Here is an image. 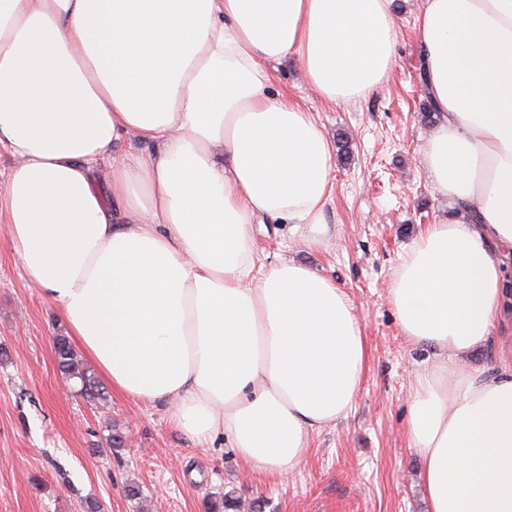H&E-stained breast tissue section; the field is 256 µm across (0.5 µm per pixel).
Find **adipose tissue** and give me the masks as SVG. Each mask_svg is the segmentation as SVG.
<instances>
[{"label":"adipose tissue","mask_w":512,"mask_h":512,"mask_svg":"<svg viewBox=\"0 0 512 512\" xmlns=\"http://www.w3.org/2000/svg\"><path fill=\"white\" fill-rule=\"evenodd\" d=\"M416 29L440 113L422 162L451 208L389 288L433 352L408 436L429 512H512V358L453 366L512 319V0H422ZM396 37L390 0H0V236L113 391L172 401L176 430L262 477L365 369L345 291L253 235L332 233L333 145L272 70L296 59L344 103L388 80Z\"/></svg>","instance_id":"ef3b65f1"}]
</instances>
